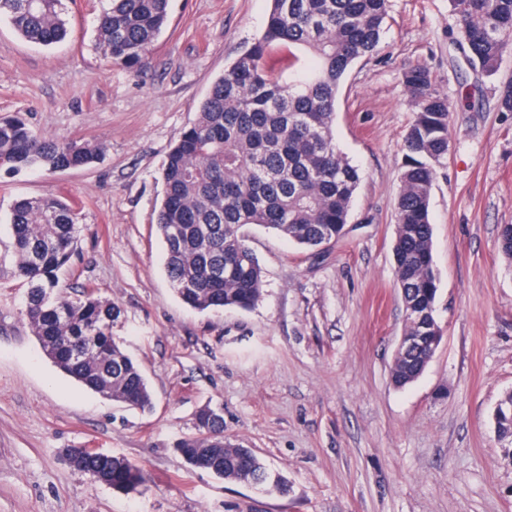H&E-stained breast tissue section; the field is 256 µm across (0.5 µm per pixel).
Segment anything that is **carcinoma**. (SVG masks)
<instances>
[{
    "instance_id": "obj_1",
    "label": "carcinoma",
    "mask_w": 512,
    "mask_h": 512,
    "mask_svg": "<svg viewBox=\"0 0 512 512\" xmlns=\"http://www.w3.org/2000/svg\"><path fill=\"white\" fill-rule=\"evenodd\" d=\"M469 57L490 76L512 48V0H450ZM169 0H112L95 21L98 46L112 65L141 69L168 18ZM64 0H0V19L22 39L49 47L68 34ZM388 0H272L265 31L212 85L196 120L185 128L161 169L165 192L157 229L166 244L165 268L179 299L199 310L254 307L262 270L241 228L272 229L315 249L343 235L357 188V169L336 149L332 124L341 79L375 52ZM288 48V74L267 61ZM416 115L404 137L406 165L396 203L393 258L406 305L404 332L418 349H401L391 382L402 388L425 370L436 337L437 276L428 205L436 166L448 154L451 105L433 87L429 69L403 73ZM107 150L103 142L46 137L20 116L0 118V170L19 173L86 168ZM15 276L27 285L24 317L44 354L89 391L149 410L152 392L137 363L112 336L120 309L85 288L71 296L60 280L77 250L78 211L53 195L12 206ZM498 248L512 263V224L498 232ZM498 442L512 451V417L499 423ZM176 449L195 469L226 481L288 494L249 448L224 439V417L205 407L194 433ZM74 469L116 490H135L144 471L124 456L69 448Z\"/></svg>"
}]
</instances>
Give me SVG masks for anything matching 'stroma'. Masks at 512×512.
Instances as JSON below:
<instances>
[{
	"instance_id": "obj_1",
	"label": "stroma",
	"mask_w": 512,
	"mask_h": 512,
	"mask_svg": "<svg viewBox=\"0 0 512 512\" xmlns=\"http://www.w3.org/2000/svg\"><path fill=\"white\" fill-rule=\"evenodd\" d=\"M110 0H69L50 47L0 19V117L106 143L80 170L0 171V512H512V457L493 411L512 390V112L498 109L512 52L494 75L468 62L449 0H389L377 50L342 80L333 135L360 182L344 236L321 251L243 230L264 276L247 311L201 313L176 296L156 226L161 167L225 68L262 36L271 0H170L147 67L113 66L94 20ZM427 67L451 105L450 144L429 200L436 318L423 374L393 386L405 311L392 254L415 104L404 69ZM75 201L78 249L66 286L94 289L121 316L112 334L153 395L141 413L82 388L42 352L22 316L9 213L20 198ZM220 408L227 440L290 484L255 490L190 468L175 449L196 411ZM69 448L122 455L147 483L91 481Z\"/></svg>"
}]
</instances>
